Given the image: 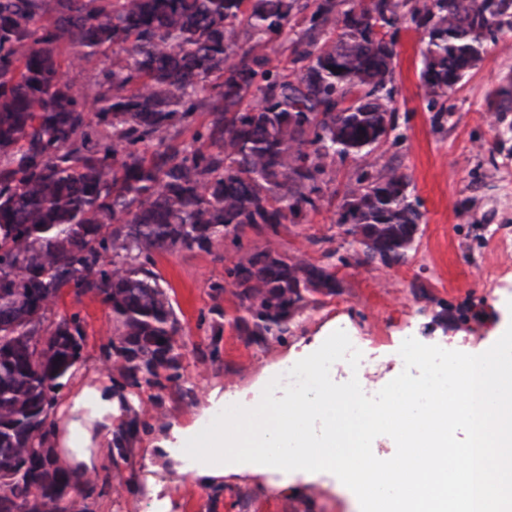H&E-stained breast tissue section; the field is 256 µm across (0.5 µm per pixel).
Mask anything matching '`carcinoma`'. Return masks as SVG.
Segmentation results:
<instances>
[{"instance_id": "1", "label": "carcinoma", "mask_w": 512, "mask_h": 512, "mask_svg": "<svg viewBox=\"0 0 512 512\" xmlns=\"http://www.w3.org/2000/svg\"><path fill=\"white\" fill-rule=\"evenodd\" d=\"M405 7L427 37L431 99L512 28V0H0V512H59L87 485L37 452L80 359L78 316H48L64 290L112 311L123 449L138 433L134 389L160 384L162 369L180 379L181 326L154 253L230 241L211 288L239 301L229 323L261 346L292 335L316 295L336 294V268L407 261L420 203L402 165L375 155L394 127L387 35ZM308 9L292 73L273 72L269 51ZM109 50L112 71L90 86L112 145L91 153L88 99L63 63ZM249 95L258 104L244 108ZM198 112L199 147L171 149ZM349 157L337 220L349 248L318 262L277 248L285 224L320 208L327 168Z\"/></svg>"}]
</instances>
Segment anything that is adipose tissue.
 <instances>
[{
	"label": "adipose tissue",
	"instance_id": "ef3b65f1",
	"mask_svg": "<svg viewBox=\"0 0 512 512\" xmlns=\"http://www.w3.org/2000/svg\"><path fill=\"white\" fill-rule=\"evenodd\" d=\"M345 336L329 332L290 363L315 384L291 394L272 371L251 393L210 400L195 422L175 427L159 450L178 475L208 487L224 476L277 472L282 486L327 475L358 492L360 512H448V476H457L459 512H512V328L480 351L448 339V383L419 399L405 375L367 399L336 381ZM50 443L59 465L83 478L108 459L122 412L102 368L69 391ZM392 452L372 454L381 438Z\"/></svg>",
	"mask_w": 512,
	"mask_h": 512
}]
</instances>
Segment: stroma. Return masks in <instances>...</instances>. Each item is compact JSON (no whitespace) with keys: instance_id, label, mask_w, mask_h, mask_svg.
I'll return each mask as SVG.
<instances>
[{"instance_id":"1","label":"stroma","mask_w":512,"mask_h":512,"mask_svg":"<svg viewBox=\"0 0 512 512\" xmlns=\"http://www.w3.org/2000/svg\"><path fill=\"white\" fill-rule=\"evenodd\" d=\"M394 33L396 129L376 154L381 162L400 163L412 177V195L423 214L416 252L403 265L340 269L339 292L319 296L296 317L292 336L265 347L228 325L237 302L210 288L224 277L223 240L207 251L155 253L154 271L184 336L181 378L163 388L142 386L139 418L149 427L92 479L84 493L85 512H144L148 450L158 447L172 426L191 425L211 390L252 389L323 327L336 326L354 339L366 378L376 381L393 367L406 339L429 346L457 336L475 350L512 315V261L499 256L502 245L512 246V110H498L494 97L512 77V29L487 41L478 65L434 101L421 88L422 28L407 18ZM354 168L351 159L333 164L322 186L327 203L282 231V249L319 257V239L336 234V203L350 188ZM73 314L80 318L84 342L80 362L62 381L65 393L90 370L113 362L109 307L69 292L50 316ZM158 477L172 485L179 501L175 512H357L345 485L321 479L293 494L278 487L274 475L206 488L169 469Z\"/></svg>"}]
</instances>
